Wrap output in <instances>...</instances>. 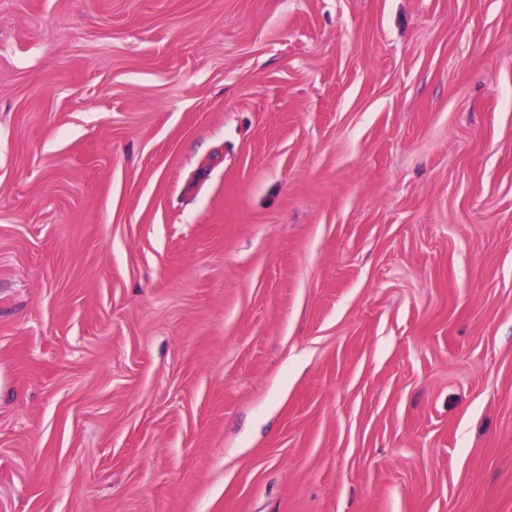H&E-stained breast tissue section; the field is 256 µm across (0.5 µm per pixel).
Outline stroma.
<instances>
[{"mask_svg":"<svg viewBox=\"0 0 512 512\" xmlns=\"http://www.w3.org/2000/svg\"><path fill=\"white\" fill-rule=\"evenodd\" d=\"M0 512H512V0H0Z\"/></svg>","mask_w":512,"mask_h":512,"instance_id":"stroma-1","label":"stroma"}]
</instances>
